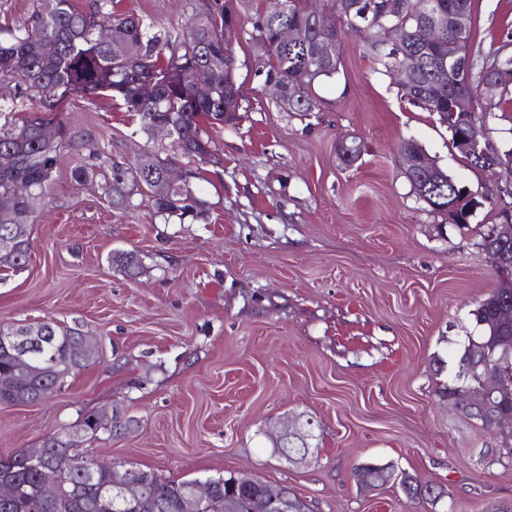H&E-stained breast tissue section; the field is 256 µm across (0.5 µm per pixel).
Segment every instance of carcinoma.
Returning a JSON list of instances; mask_svg holds the SVG:
<instances>
[{
  "instance_id": "1",
  "label": "carcinoma",
  "mask_w": 512,
  "mask_h": 512,
  "mask_svg": "<svg viewBox=\"0 0 512 512\" xmlns=\"http://www.w3.org/2000/svg\"><path fill=\"white\" fill-rule=\"evenodd\" d=\"M434 8L452 16L465 11L474 16L475 0H433ZM191 14L185 29L153 32L151 26L134 15L114 11V0H92L87 12L75 9L72 0H39L29 18L12 27H0V196L11 199L9 211H0V239L16 240L13 255H0V271L20 270L27 263L32 247L31 226L40 210L53 200L56 175L63 151L78 152V164L72 176L78 182L99 179L107 202L114 209L130 211L143 204L150 206L164 223L180 224L207 221L210 203L200 196L197 181L203 166L220 163L214 139L201 127L236 125L224 119V113L240 110L239 91L233 77L234 56L224 46V27L251 25L250 38L256 56L262 61L259 73L265 81L286 86L296 82L288 96V111L308 114L322 110L324 101L315 85L336 78L342 65L343 37L362 38L364 57L377 71L388 72L399 63L397 55L381 47L379 29L396 24L405 34L403 51L417 54L420 66L410 83L398 87L401 98L429 112L447 127L451 145H456L464 127L453 119L452 104L458 95L477 96L486 73L503 77L499 97L512 96V35L474 59L469 51L473 27L450 30L447 35L457 44L459 54L453 60L441 59L443 48L427 44V20L413 10L411 0H189ZM318 12L337 16L334 27L318 28ZM285 28L297 30L301 37L293 42L281 40ZM120 43L126 52L112 53L110 43ZM207 70L210 92L197 97L191 90L194 72ZM149 83L154 96H142ZM112 95L126 111L138 118L139 132L154 140L152 127H171L173 137L167 147L146 149L133 160L112 156L104 142L76 138L57 116L60 105L70 96L95 100ZM512 154V128L508 136L490 143L488 153L463 157L471 167L492 171ZM178 164L184 171L178 185L166 182L167 170ZM410 192L430 207V212L448 219L460 230L470 229L477 210L488 205L503 215L500 204L512 205V193L498 189L494 195L479 194L442 170L425 178L420 186L410 184ZM473 197L476 208L469 214L438 209L457 196ZM472 230V229H470ZM494 227L480 225L472 230L479 250L494 248L501 252L505 265L512 267V242L493 236ZM512 309V278L502 280L500 292H492L470 311V320L478 330L455 342L451 355L433 354L435 375L441 377L436 390L440 400L450 401L460 386L462 369L471 368L470 401L457 409L462 416L487 428L489 409L480 379L484 365L504 345L512 343V324L505 326L498 316ZM48 329L51 340L33 349L40 366L39 385L26 388L35 394L41 388L55 386L59 374L75 372L94 364L97 353H79L81 331L51 320L37 323ZM47 454L34 466L26 460V450L0 456V482L14 487L7 500L0 499V512H54L41 497V485L55 478L64 485V505L60 512H109L112 502L111 470L98 466L92 480L81 473L69 452L67 438L51 436L43 442ZM195 480L169 481L152 471H144L141 483L128 491L125 507L139 512L138 500L147 498L155 512H180L182 498ZM410 500L423 498L436 505L443 488L419 487L408 472L396 482ZM275 488L288 498L292 512H310L305 499L286 485L267 482L244 485L234 475L212 478L210 499L200 512H268V491Z\"/></svg>"
}]
</instances>
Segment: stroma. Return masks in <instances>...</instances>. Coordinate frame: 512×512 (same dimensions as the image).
I'll return each instance as SVG.
<instances>
[{"mask_svg": "<svg viewBox=\"0 0 512 512\" xmlns=\"http://www.w3.org/2000/svg\"><path fill=\"white\" fill-rule=\"evenodd\" d=\"M116 2L159 30L187 22L186 0ZM475 5L474 52L512 32V0ZM250 31L231 34L242 109L235 127L211 131L222 162L198 184L207 223L114 209L99 183L73 180L77 155L64 152L26 267L0 278V324L65 323L99 358L43 401L0 404V455L118 407L132 429L88 448L166 480L240 473L293 487L313 512H430L396 486L364 491L355 469L377 461L442 486L457 512L512 503V466L482 458L491 435L438 398L431 365L500 280L472 236L412 195L399 144L414 139L475 192L505 174L466 166L446 127L403 102L356 38L316 88L323 111H283ZM60 117L116 157L147 146L107 97H71ZM344 138L363 148L351 167L336 153ZM122 252L140 259L136 274L113 263ZM299 414L315 421V447L291 465L264 432Z\"/></svg>", "mask_w": 512, "mask_h": 512, "instance_id": "35a3bbf8", "label": "stroma"}]
</instances>
